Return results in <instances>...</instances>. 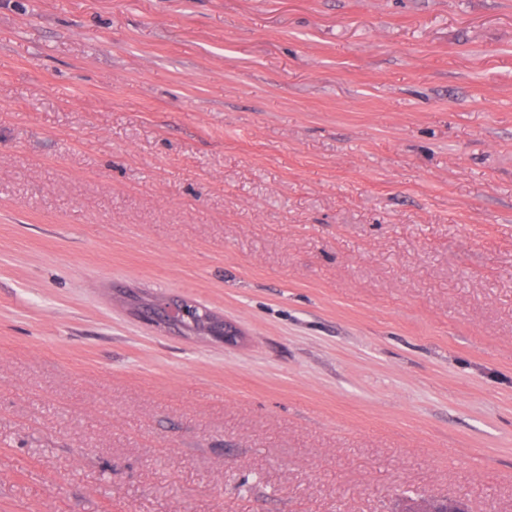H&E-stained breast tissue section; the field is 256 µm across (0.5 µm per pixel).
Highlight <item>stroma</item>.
<instances>
[{"mask_svg":"<svg viewBox=\"0 0 512 512\" xmlns=\"http://www.w3.org/2000/svg\"><path fill=\"white\" fill-rule=\"evenodd\" d=\"M404 494L512 512V0H0V512ZM129 300L139 310L145 321L160 329H174L183 334H196L197 332L190 330L189 326H194L196 322H204L212 327V331L207 335L224 344L237 343L238 336H241L240 332L224 321L221 316L192 301L163 302L156 312L146 313L141 307L142 301L139 297L136 299L131 297Z\"/></svg>","mask_w":512,"mask_h":512,"instance_id":"obj_1","label":"stroma"}]
</instances>
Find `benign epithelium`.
I'll return each mask as SVG.
<instances>
[{
  "mask_svg": "<svg viewBox=\"0 0 512 512\" xmlns=\"http://www.w3.org/2000/svg\"><path fill=\"white\" fill-rule=\"evenodd\" d=\"M131 303L139 309L141 317L160 329H174L183 334H190V327L197 322H204L212 327L209 336L226 344L237 342L240 332L220 316L203 308L192 301L164 302L159 310L145 312L141 300L131 299ZM408 512H465L461 502H444L418 499L409 503Z\"/></svg>",
  "mask_w": 512,
  "mask_h": 512,
  "instance_id": "1",
  "label": "benign epithelium"
}]
</instances>
